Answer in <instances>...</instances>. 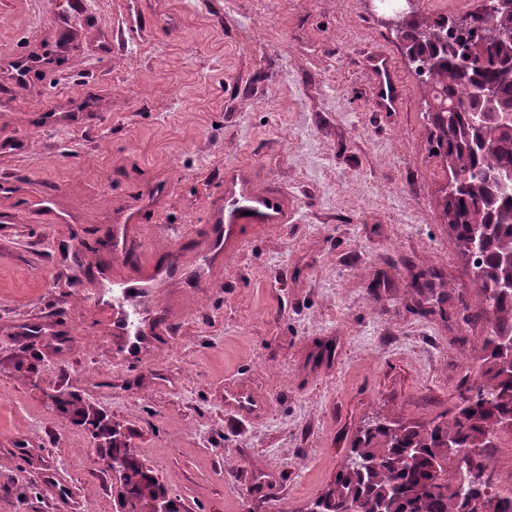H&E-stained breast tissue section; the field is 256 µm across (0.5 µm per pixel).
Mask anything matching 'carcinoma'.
Listing matches in <instances>:
<instances>
[{"mask_svg":"<svg viewBox=\"0 0 512 512\" xmlns=\"http://www.w3.org/2000/svg\"><path fill=\"white\" fill-rule=\"evenodd\" d=\"M512 14L469 10L431 21L413 12L400 17L396 34L406 42L411 60L425 76L431 101L436 156L460 189L444 198L443 213L459 249L476 240L469 255L471 282L482 296L481 306L464 307L466 323H483L477 381L466 388L470 398L439 421L406 425L380 418L360 430L334 482L307 507V512H344L350 502L360 512H512V497L491 485L458 488L459 472L450 464L436 478L425 463L443 457L448 446L477 450L475 467L486 469L493 434L512 423V189L502 186L512 168V123L496 138H483L478 114L492 121L512 113ZM478 48L480 63L459 61L457 48ZM94 435L109 438L104 421L90 418L78 400L61 406ZM119 463L120 497L115 503L128 512H151L163 485L154 471L126 444L99 449Z\"/></svg>","mask_w":512,"mask_h":512,"instance_id":"cac0c4a2","label":"carcinoma"}]
</instances>
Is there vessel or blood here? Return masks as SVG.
I'll return each mask as SVG.
<instances>
[{
    "mask_svg": "<svg viewBox=\"0 0 512 512\" xmlns=\"http://www.w3.org/2000/svg\"><path fill=\"white\" fill-rule=\"evenodd\" d=\"M362 66L373 89L375 110L399 111L402 93L392 58L385 52L375 51L364 57ZM170 191L169 185H152L145 190L140 204L120 209V219L112 229L115 262H126L130 242L143 233L146 212L159 210ZM293 217L294 207L287 191L272 186L258 187L250 166L225 169L223 198L209 209L206 217L209 225L206 248L212 260L190 269L189 277L197 283H207L213 265L222 264L227 254L241 247L243 225L261 224L273 228L290 223ZM168 277L165 269L151 264L123 275H113L112 326L115 334L137 340L145 313ZM266 408L264 399L252 395L242 385L225 386L224 409L227 414L251 417L264 413Z\"/></svg>",
    "mask_w": 512,
    "mask_h": 512,
    "instance_id": "obj_1",
    "label": "vessel or blood"
}]
</instances>
